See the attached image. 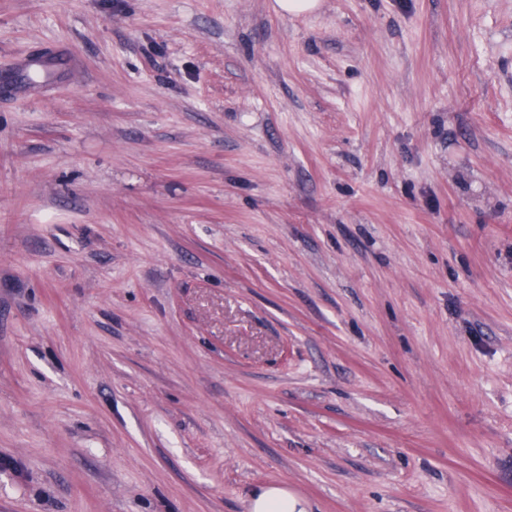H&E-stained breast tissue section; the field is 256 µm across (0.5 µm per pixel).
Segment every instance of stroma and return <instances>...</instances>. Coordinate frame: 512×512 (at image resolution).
I'll list each match as a JSON object with an SVG mask.
<instances>
[{"instance_id": "obj_1", "label": "stroma", "mask_w": 512, "mask_h": 512, "mask_svg": "<svg viewBox=\"0 0 512 512\" xmlns=\"http://www.w3.org/2000/svg\"><path fill=\"white\" fill-rule=\"evenodd\" d=\"M0 0V512H512V0ZM252 512H307L301 501L288 490L281 487L263 488L252 494L250 499Z\"/></svg>"}]
</instances>
